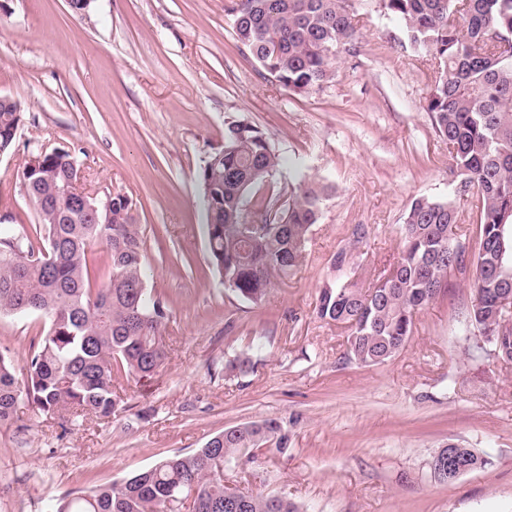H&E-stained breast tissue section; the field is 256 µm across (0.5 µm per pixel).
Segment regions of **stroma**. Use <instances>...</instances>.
Segmentation results:
<instances>
[{
  "label": "stroma",
  "instance_id": "35a3bbf8",
  "mask_svg": "<svg viewBox=\"0 0 512 512\" xmlns=\"http://www.w3.org/2000/svg\"><path fill=\"white\" fill-rule=\"evenodd\" d=\"M228 0H0V95L23 119L0 156V214L32 226L21 184L27 155L62 148L81 187L133 198L146 248L147 286L171 303L168 358L147 376L115 381L112 419L74 424L20 402L0 426V512H48L224 429L278 419L286 453L256 451L224 466L227 482L276 495L302 512H512V365L464 334L468 280L414 317L392 360L348 362L347 332L315 306L339 250L357 282H375L401 249L399 226L415 197L448 194L449 157L425 98L435 61L401 48L395 21L371 0L357 50L335 60L333 80L295 94L237 42ZM260 127L281 159L280 203L301 182L331 185L306 260L259 303L225 288L207 257L198 175L224 146L226 123ZM368 233L350 250L356 225ZM47 330L41 316L0 318V350L23 369ZM254 370L232 376L235 354ZM456 443L485 467L443 483L430 462Z\"/></svg>",
  "mask_w": 512,
  "mask_h": 512
}]
</instances>
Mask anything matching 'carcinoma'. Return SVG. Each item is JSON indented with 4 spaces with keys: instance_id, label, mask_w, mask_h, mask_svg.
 <instances>
[{
    "instance_id": "1",
    "label": "carcinoma",
    "mask_w": 512,
    "mask_h": 512,
    "mask_svg": "<svg viewBox=\"0 0 512 512\" xmlns=\"http://www.w3.org/2000/svg\"><path fill=\"white\" fill-rule=\"evenodd\" d=\"M361 0H230L227 14L241 44L259 66L288 91L302 94L334 77L332 61L353 49ZM401 26L404 44L432 57L438 72L426 111L448 145V197L415 198L401 225L402 248L389 269L394 278L383 292L363 289L347 270V251L331 261L334 278L322 286L318 318L347 329L345 359L364 367L391 360L408 344L418 310L434 301L448 276L466 272L460 204L475 212L479 252L470 285L472 300L465 327L475 337L490 336L497 357L512 363V314L498 311L512 295V45L496 40L512 34V0H379ZM22 113L0 105V149H13L12 130ZM279 158L266 134L246 121L224 130V149L214 153L198 181L206 208L211 266L238 298L257 303L276 278L297 273L311 227L318 223L330 188L300 186L283 210L274 187H254L271 179ZM26 196L34 204L45 235L32 236L21 224L0 221V316L38 313L46 334L18 378L14 363L0 351V424L14 420L25 400L43 415L64 411L109 419L118 403L114 381L148 375L165 364L160 341L170 319L168 301L147 287L145 242L133 199L112 205V223L94 224L69 207L65 193L74 179L64 156L32 159L22 169ZM263 215L248 224L243 206ZM108 256L107 283L90 284V260L99 247ZM231 374L254 369L244 354L227 361ZM288 448V435L274 418L225 429L189 455L163 458L119 483L89 493L71 492L54 512H176L179 500L196 494V512H227L217 463L247 456L266 444ZM271 496L245 493L236 512H272Z\"/></svg>"
}]
</instances>
